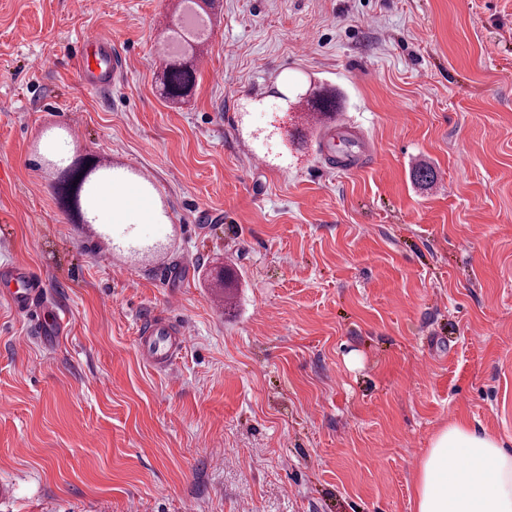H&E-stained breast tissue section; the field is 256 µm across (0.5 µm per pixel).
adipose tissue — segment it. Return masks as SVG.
<instances>
[{
  "label": "adipose tissue",
  "instance_id": "1",
  "mask_svg": "<svg viewBox=\"0 0 512 512\" xmlns=\"http://www.w3.org/2000/svg\"><path fill=\"white\" fill-rule=\"evenodd\" d=\"M417 512H512V449L465 423L441 430L415 477Z\"/></svg>",
  "mask_w": 512,
  "mask_h": 512
}]
</instances>
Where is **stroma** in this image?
Returning a JSON list of instances; mask_svg holds the SVG:
<instances>
[{
  "label": "stroma",
  "instance_id": "1",
  "mask_svg": "<svg viewBox=\"0 0 512 512\" xmlns=\"http://www.w3.org/2000/svg\"><path fill=\"white\" fill-rule=\"evenodd\" d=\"M181 21L0 0V266L68 318L48 347L0 296V512H416L443 427L512 446V0H221L172 103L155 48ZM96 32L125 68L103 92L73 52ZM313 86L359 167L278 110ZM78 159L111 165L123 222L61 207ZM149 310L192 329L168 373L138 353Z\"/></svg>",
  "mask_w": 512,
  "mask_h": 512
}]
</instances>
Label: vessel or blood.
I'll use <instances>...</instances> for the list:
<instances>
[{
	"label": "vessel or blood",
	"instance_id": "obj_1",
	"mask_svg": "<svg viewBox=\"0 0 512 512\" xmlns=\"http://www.w3.org/2000/svg\"><path fill=\"white\" fill-rule=\"evenodd\" d=\"M81 78L93 89L105 90L120 72L121 64L112 53V41L99 34L83 38L78 49ZM13 309L25 315L38 329L60 330L65 319L62 311L51 308L41 276L22 271L5 281ZM191 331L186 323L157 313L140 319L138 352L144 363L155 370L167 371L187 347Z\"/></svg>",
	"mask_w": 512,
	"mask_h": 512
}]
</instances>
